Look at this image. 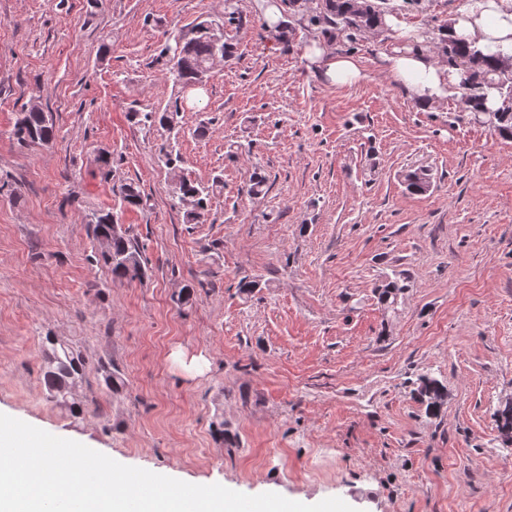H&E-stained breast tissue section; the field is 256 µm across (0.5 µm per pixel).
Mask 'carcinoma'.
Listing matches in <instances>:
<instances>
[{
	"label": "carcinoma",
	"mask_w": 512,
	"mask_h": 512,
	"mask_svg": "<svg viewBox=\"0 0 512 512\" xmlns=\"http://www.w3.org/2000/svg\"><path fill=\"white\" fill-rule=\"evenodd\" d=\"M229 8L224 16L205 18L194 22L186 35L169 34L165 38L163 53L167 56L169 79L178 88V94L170 99L160 111L143 113V121L150 126H160L173 130L179 126L181 115L194 112L203 105V99L196 97L193 103L184 104V92L207 80L214 59L229 58L233 55L235 44L228 34L231 27L239 28L243 24L238 0H229ZM288 5L286 11L290 21L277 35L280 41L288 40V31L294 30L291 21L305 17L310 25L320 29L323 34L345 32L348 36L358 33L377 31L385 26L386 10L375 2L361 5V0H282ZM213 23L223 25L220 39H215L210 29ZM444 46L445 62L457 65L466 64L462 71L461 86L463 94L459 103V112L472 121H490L493 132L501 139L512 140V73L509 63L500 52L488 51L483 54L469 49L461 39L439 38ZM497 91L501 105L495 112L481 109L485 99V90ZM13 136L20 144L39 143L49 145L54 139L53 124L43 109L34 104L21 112ZM166 166L173 172L175 186L172 200L174 206L183 210L184 223L201 224L209 211L211 199L224 188L217 177L205 185L180 175L182 157L174 150L164 153ZM404 184L412 194H423L431 188L430 174L425 169H415L404 175ZM120 194L126 207L135 209L143 205V196L139 186L129 182L121 186ZM84 223L93 241L97 261L108 266L112 280L120 283L140 281L146 274L140 251L136 242L122 231L110 210H92L85 214ZM408 285L399 277H386L375 294L384 314L396 313ZM106 386L114 394L120 393L125 386L124 375L114 365H102ZM84 359L67 342H59L47 336L42 349V367L44 386L48 397L57 404L66 407L72 413L83 411V400L76 397L83 377ZM414 396L425 405V413L436 415L447 397V388L439 379L428 374L418 378ZM498 431L505 447H512V399L499 404L495 412Z\"/></svg>",
	"instance_id": "carcinoma-1"
}]
</instances>
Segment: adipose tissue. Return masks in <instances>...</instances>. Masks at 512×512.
I'll list each match as a JSON object with an SVG mask.
<instances>
[{"instance_id": "obj_1", "label": "adipose tissue", "mask_w": 512, "mask_h": 512, "mask_svg": "<svg viewBox=\"0 0 512 512\" xmlns=\"http://www.w3.org/2000/svg\"><path fill=\"white\" fill-rule=\"evenodd\" d=\"M449 38H464L476 50L500 46L512 57V0H474L468 10L448 20ZM305 58L334 83H354L363 76L360 62L334 52L324 42H310ZM388 73L420 106L431 108L459 95L461 75L435 56L425 36L416 35L383 56Z\"/></svg>"}]
</instances>
